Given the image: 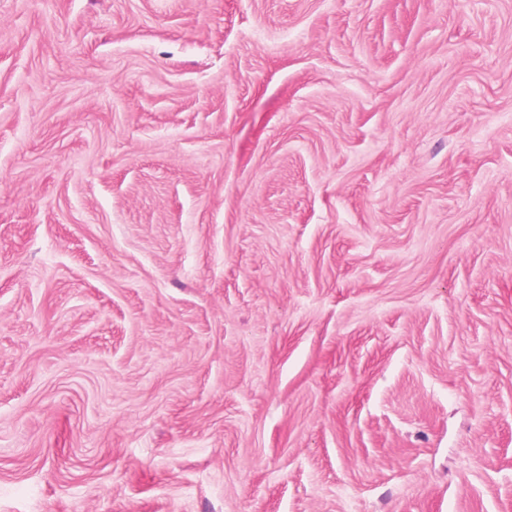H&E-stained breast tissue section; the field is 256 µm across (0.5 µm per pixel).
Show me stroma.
I'll use <instances>...</instances> for the list:
<instances>
[{
    "instance_id": "obj_1",
    "label": "stroma",
    "mask_w": 512,
    "mask_h": 512,
    "mask_svg": "<svg viewBox=\"0 0 512 512\" xmlns=\"http://www.w3.org/2000/svg\"><path fill=\"white\" fill-rule=\"evenodd\" d=\"M0 512H512V0H0Z\"/></svg>"
}]
</instances>
